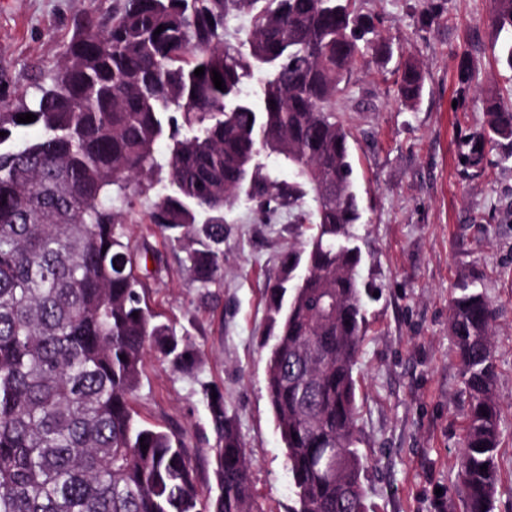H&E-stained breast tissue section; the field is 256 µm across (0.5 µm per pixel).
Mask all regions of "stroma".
<instances>
[{
  "label": "stroma",
  "instance_id": "stroma-1",
  "mask_svg": "<svg viewBox=\"0 0 512 512\" xmlns=\"http://www.w3.org/2000/svg\"><path fill=\"white\" fill-rule=\"evenodd\" d=\"M120 0H0V92L35 90L78 23H101ZM386 43L424 76L420 101L398 97L396 61L361 57L336 99L349 133L361 218L352 225L368 292L367 330L354 372L366 512H464L457 462L468 398L448 332V301L462 281L476 282L496 310L492 344L501 408L500 482L493 512H512V143L485 150V174L467 173L460 145L484 122V102L512 96V72L492 55L488 0H363ZM475 67L460 93L458 62ZM157 197H137L125 218L149 263L150 308L189 335L200 364L178 372L149 352L136 394L143 421L182 432L198 454L199 491L208 495L213 445L208 394L218 390L250 459L260 512H292L286 450L266 395L269 294L289 249L303 240L300 207L261 210L239 193L224 210V280L201 292L178 251L154 232Z\"/></svg>",
  "mask_w": 512,
  "mask_h": 512
}]
</instances>
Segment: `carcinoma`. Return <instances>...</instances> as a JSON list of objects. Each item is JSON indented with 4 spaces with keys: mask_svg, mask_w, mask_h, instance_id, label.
<instances>
[{
    "mask_svg": "<svg viewBox=\"0 0 512 512\" xmlns=\"http://www.w3.org/2000/svg\"><path fill=\"white\" fill-rule=\"evenodd\" d=\"M360 3L121 0L63 45L33 95L0 98V512H258L222 395L209 399L215 487L205 500L198 449L133 407L149 350L176 369L197 360L148 307L140 269L158 257L132 243L124 221L154 187L163 140L166 177L150 220L185 253L197 288L224 278V207L239 191L262 206L313 202L314 233L269 287L266 390L293 512H364L354 369L365 305L350 233L359 195L333 108L357 58L385 46ZM235 13L250 30L233 44L224 30ZM489 22L495 59L512 72V0H490ZM254 75L255 101L242 90ZM423 82L404 60L400 98L417 102ZM26 113L36 120L17 122ZM32 126L42 136L15 144ZM501 139L512 140V100L491 98L464 140V168L484 173L483 145ZM263 154L296 181L270 180ZM494 319L483 291L455 288L448 327L469 398L458 470L466 512H493L499 484Z\"/></svg>",
    "mask_w": 512,
    "mask_h": 512,
    "instance_id": "carcinoma-1",
    "label": "carcinoma"
}]
</instances>
